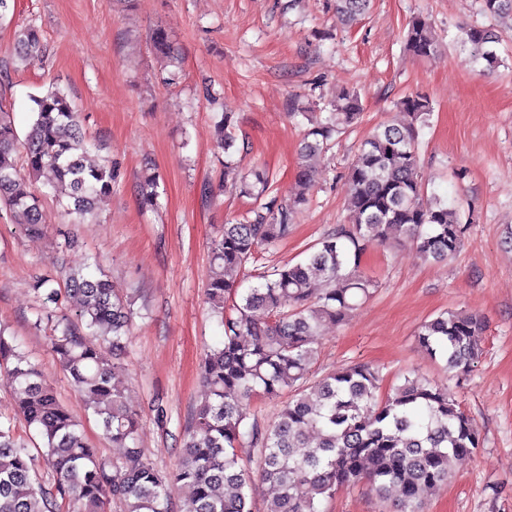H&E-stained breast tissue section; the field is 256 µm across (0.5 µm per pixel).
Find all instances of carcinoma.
I'll return each instance as SVG.
<instances>
[{"instance_id": "obj_1", "label": "carcinoma", "mask_w": 512, "mask_h": 512, "mask_svg": "<svg viewBox=\"0 0 512 512\" xmlns=\"http://www.w3.org/2000/svg\"><path fill=\"white\" fill-rule=\"evenodd\" d=\"M480 2L493 24L463 28L461 43L493 68L499 63L495 45L502 32H512V0ZM369 5L336 0V14L352 23ZM152 41L164 61L163 82L178 84L181 60L173 43L160 28ZM406 49L423 59L440 53L427 18L412 19ZM14 50L21 64L34 66L47 48L27 24L15 29ZM31 102L33 122L22 141L10 113L0 109V207L31 234L44 230V196L55 198L69 223L93 221L98 199L112 192V166L85 163L79 114L67 91L51 86ZM397 107L407 120L374 129L349 167L348 222L302 260L270 267L249 288L242 287L246 265L260 248L288 238L318 161L354 128L363 108L360 95L343 88L325 119L301 113L308 121L296 174L303 192L283 201L268 197L266 170L242 171L240 155L248 147L237 145L233 113L220 115L215 127L224 149V185L254 204L211 242L205 293L223 339L204 353L205 400L185 426L172 472L158 471L139 448V415L115 384L120 366L109 360L105 343L121 347L133 311L128 294L111 288L103 270L68 273L64 289H45L43 303L56 305L63 295L75 302V319L58 322L51 350L103 435L123 449L121 456L89 446L82 424L41 368L0 328V368L11 376L18 415L41 441L33 451L13 427L0 426V512H110L114 503L121 512H172L173 484L189 489L178 512H252L249 491L257 480L276 489L266 512H320L322 500L361 483L381 499L394 496L396 512H422L425 496L449 482L455 462L481 446L476 425L448 388L411 372L384 392L380 369L368 363L312 379L314 337L344 322L376 291V281L362 271L369 248L408 240L421 259L440 262L461 245L465 225L448 200L427 194L419 175V132L432 103L417 92ZM20 148L22 170L13 161ZM156 188V177L144 178L143 204L157 205ZM486 328L483 315L448 310L425 321L417 340L448 370L465 374L479 359ZM262 398L284 399L277 419L247 423L251 404ZM243 444L258 457L256 476L238 456Z\"/></svg>"}]
</instances>
